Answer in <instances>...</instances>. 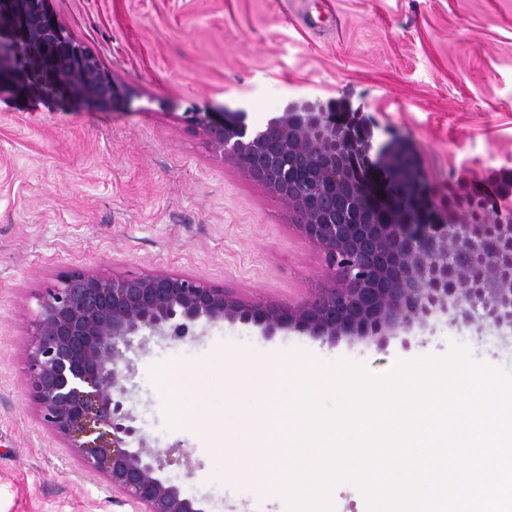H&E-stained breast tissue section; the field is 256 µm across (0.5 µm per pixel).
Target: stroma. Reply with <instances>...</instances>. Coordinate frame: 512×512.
I'll return each instance as SVG.
<instances>
[{
    "label": "stroma",
    "instance_id": "stroma-1",
    "mask_svg": "<svg viewBox=\"0 0 512 512\" xmlns=\"http://www.w3.org/2000/svg\"><path fill=\"white\" fill-rule=\"evenodd\" d=\"M341 33L311 32L295 0H44L122 92L114 103L20 98L0 91V512H138L86 470L43 425L27 391L31 321L63 275H194L257 301L300 303L319 288V252L293 229L287 204L216 157L187 112L244 111L264 127L289 101H319L371 131L388 174L407 157L429 187L431 215L456 212L449 190L512 203V0H333ZM468 348L512 374V328L440 314L385 347L328 345L294 331L219 323L202 336L154 340L133 358L123 399L153 451H190L165 475L207 512H288L253 483L236 421L224 418L235 380L226 357L291 369L353 362L384 374L425 353ZM194 375L193 392L176 370ZM206 411L181 416L198 393Z\"/></svg>",
    "mask_w": 512,
    "mask_h": 512
}]
</instances>
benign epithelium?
<instances>
[{
    "label": "benign epithelium",
    "instance_id": "benign-epithelium-1",
    "mask_svg": "<svg viewBox=\"0 0 512 512\" xmlns=\"http://www.w3.org/2000/svg\"><path fill=\"white\" fill-rule=\"evenodd\" d=\"M0 0V83L20 95L101 103L117 89L97 60L43 7ZM188 126L292 210L294 229L321 255L325 277L302 304L249 302L204 279L167 273H72L46 289L32 320L28 386L42 421L83 465L144 512H207L185 495L115 396L128 393L126 352L200 324H252L262 335L305 333L384 346L399 329L453 312L465 322L512 327V207L470 193L448 196L458 219L424 216L429 192L391 169L393 195L370 178L373 135L332 121L321 103L291 101L261 129L242 112H186Z\"/></svg>",
    "mask_w": 512,
    "mask_h": 512
}]
</instances>
